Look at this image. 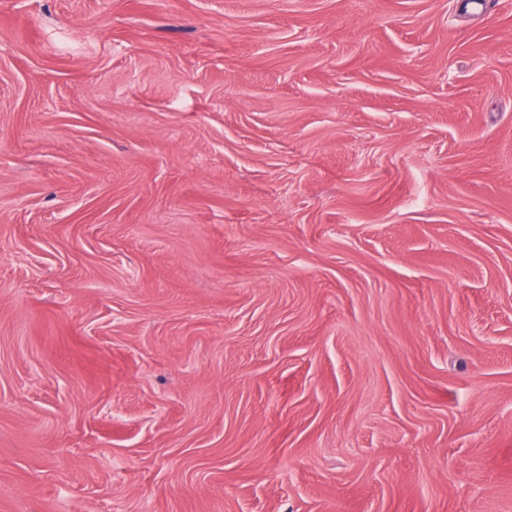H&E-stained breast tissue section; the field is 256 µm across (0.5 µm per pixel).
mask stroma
<instances>
[{"label": "stroma", "instance_id": "1", "mask_svg": "<svg viewBox=\"0 0 512 512\" xmlns=\"http://www.w3.org/2000/svg\"><path fill=\"white\" fill-rule=\"evenodd\" d=\"M0 512H512V0H0Z\"/></svg>", "mask_w": 512, "mask_h": 512}]
</instances>
